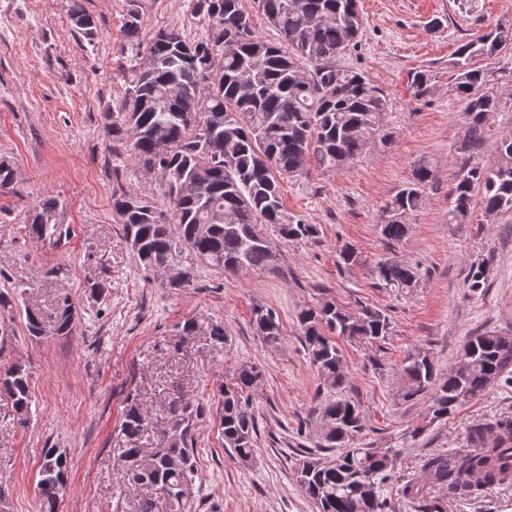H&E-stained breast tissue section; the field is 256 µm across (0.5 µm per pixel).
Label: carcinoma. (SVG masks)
<instances>
[{
	"instance_id": "obj_1",
	"label": "carcinoma",
	"mask_w": 512,
	"mask_h": 512,
	"mask_svg": "<svg viewBox=\"0 0 512 512\" xmlns=\"http://www.w3.org/2000/svg\"><path fill=\"white\" fill-rule=\"evenodd\" d=\"M278 35L275 42L254 28L242 0H189L191 15L208 22L206 35L187 40L176 28L159 29L141 47L142 0H126L124 33L134 55L131 79L118 104L104 113L112 141L125 145L141 170L161 175L160 189L168 208L122 185L112 190V209L137 264L147 271L168 263L175 274L171 288H185L198 277V264L224 272L238 267L273 269L277 256L268 232L286 241L310 240L314 224L285 214L280 180L301 177L311 168L339 170L362 156L379 136L380 118L388 102L383 91L363 72L336 65V58L363 35L360 0H255ZM74 27L92 32L95 22L78 0H72ZM512 48V30L498 26L457 46L448 88L465 102V130L455 151L462 163L448 192V223L461 224L475 206L486 214L512 213V131L493 135L491 116L500 100L491 84L495 72L487 61ZM493 149L497 164L486 167L480 156ZM433 170L417 164L411 179L385 206L380 233L390 243L409 233L406 217L426 202ZM63 204L45 195L29 211V233L58 245L70 237L63 223ZM418 282L417 269L383 260L375 266V285L390 293H408ZM32 336L72 333L74 313L64 300L53 319L24 307ZM308 359L333 390H343L347 374L336 343H376L392 331L390 316L371 305L355 312L324 302L297 315ZM251 324L267 345L282 337L277 314L253 309ZM209 346L224 349V323L205 326L188 318L176 326L185 340L198 333ZM465 364L442 377L430 355L419 351L403 361L407 380L403 398L432 393L431 420L447 418L512 373V337L485 332L465 344ZM262 371L242 364L231 383L220 387V427L224 447L243 463L256 453L257 420L247 392L258 385ZM0 395L12 401L20 423L31 414L29 377L16 365L0 379ZM169 425L151 452L147 470L127 476L130 484L163 491L170 512H185L197 478L194 438L197 410L180 398L168 405ZM321 420L335 423L323 431L324 447L335 454L327 462L312 455L300 465L297 482L319 512H387L381 487L391 479L396 452L390 448H358L365 429L360 406L345 398L327 400ZM150 424L136 403H129L121 422V456L129 463L143 453L140 438ZM470 452L433 455L425 468L436 485L450 495H480L495 485L512 482V418L468 433ZM70 461L66 451L46 448L37 481L41 512H57L66 489Z\"/></svg>"
}]
</instances>
